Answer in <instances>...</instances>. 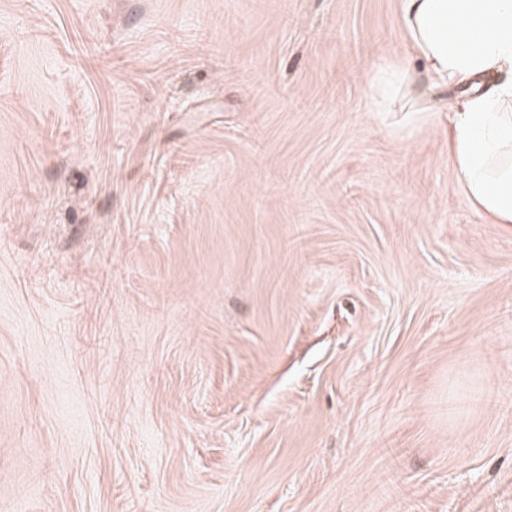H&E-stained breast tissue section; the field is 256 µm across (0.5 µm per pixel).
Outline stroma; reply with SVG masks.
I'll list each match as a JSON object with an SVG mask.
<instances>
[{
	"label": "stroma",
	"instance_id": "obj_1",
	"mask_svg": "<svg viewBox=\"0 0 512 512\" xmlns=\"http://www.w3.org/2000/svg\"><path fill=\"white\" fill-rule=\"evenodd\" d=\"M398 0H0V512H512V224Z\"/></svg>",
	"mask_w": 512,
	"mask_h": 512
}]
</instances>
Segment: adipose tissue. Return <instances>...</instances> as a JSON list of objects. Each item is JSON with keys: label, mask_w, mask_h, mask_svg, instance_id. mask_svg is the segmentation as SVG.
<instances>
[{"label": "adipose tissue", "mask_w": 512, "mask_h": 512, "mask_svg": "<svg viewBox=\"0 0 512 512\" xmlns=\"http://www.w3.org/2000/svg\"><path fill=\"white\" fill-rule=\"evenodd\" d=\"M411 56L433 84L468 82L448 103V147L472 202L512 224V0H399Z\"/></svg>", "instance_id": "adipose-tissue-1"}]
</instances>
